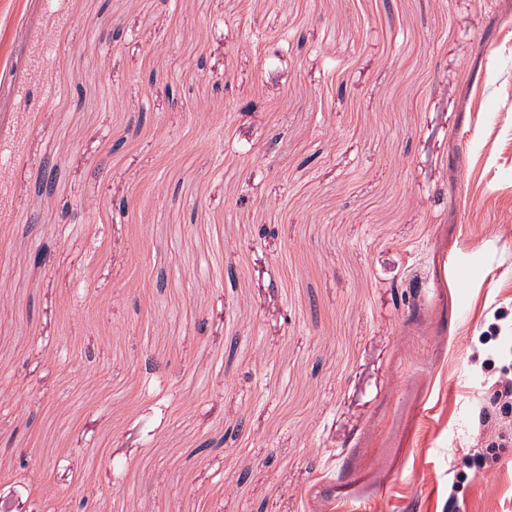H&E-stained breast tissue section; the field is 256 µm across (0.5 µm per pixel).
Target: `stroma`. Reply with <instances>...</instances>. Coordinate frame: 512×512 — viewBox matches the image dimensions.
<instances>
[{
	"mask_svg": "<svg viewBox=\"0 0 512 512\" xmlns=\"http://www.w3.org/2000/svg\"><path fill=\"white\" fill-rule=\"evenodd\" d=\"M1 146L0 512H512V0H0ZM505 317L502 313L495 314L494 322L490 323L488 330L482 336L486 343L493 342V348L481 363L480 369L484 373V369L496 367L499 364V374L494 378V382L490 388H494L491 400L494 403L502 402L501 408L512 410V330L510 327V335L507 334L506 326L499 323ZM491 404L492 403L489 405L486 401L482 400L474 414L473 423L477 428V436L481 439V443L483 444V452H475L470 456L462 458L461 464L463 465V469L461 471L459 470L457 473L459 479H464L468 476L464 468L474 472L483 470L486 465V456L488 453L493 451L494 448H500L502 445L500 442L503 440L501 431L509 420L505 419L507 417L506 415H501L499 418L496 414L493 415L494 410H492Z\"/></svg>",
	"mask_w": 512,
	"mask_h": 512,
	"instance_id": "1",
	"label": "stroma"
}]
</instances>
